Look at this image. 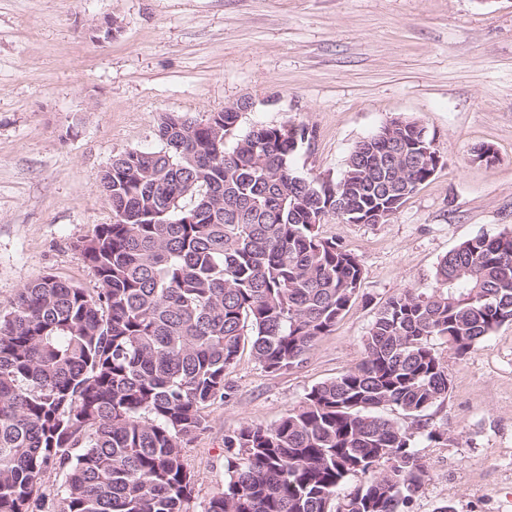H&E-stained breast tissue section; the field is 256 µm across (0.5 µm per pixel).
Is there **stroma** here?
<instances>
[{
  "label": "stroma",
  "instance_id": "35a3bbf8",
  "mask_svg": "<svg viewBox=\"0 0 512 512\" xmlns=\"http://www.w3.org/2000/svg\"><path fill=\"white\" fill-rule=\"evenodd\" d=\"M240 102L239 133L315 129L293 158L302 177L340 180L356 144L396 118L434 135L443 164L388 223L321 225L358 256L361 287L298 366L271 373L241 353L183 450L190 512L224 490L226 434L274 425L362 360L389 298L433 288L461 242L512 229V0H0V314L46 274L96 290L77 243L112 221L100 172L160 150L163 114ZM481 144L493 166L471 161ZM434 348L452 389L427 427L447 438L399 417L430 466L409 512H512V324L462 360Z\"/></svg>",
  "mask_w": 512,
  "mask_h": 512
}]
</instances>
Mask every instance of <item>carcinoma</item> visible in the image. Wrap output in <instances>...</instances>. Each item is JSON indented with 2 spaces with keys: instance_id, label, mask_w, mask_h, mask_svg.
Here are the masks:
<instances>
[{
  "instance_id": "obj_1",
  "label": "carcinoma",
  "mask_w": 512,
  "mask_h": 512,
  "mask_svg": "<svg viewBox=\"0 0 512 512\" xmlns=\"http://www.w3.org/2000/svg\"><path fill=\"white\" fill-rule=\"evenodd\" d=\"M238 120L163 115L160 150L99 175L112 223L78 244L98 291L43 276L0 315V512H43L48 470L62 474L58 512H189L183 447L241 349L291 368L360 288L359 259L319 225L389 221L436 166L432 137L406 121L360 142L331 189L292 169L314 129L240 135ZM435 282L386 301L361 362L276 425L224 436L228 479L202 512H333L358 475L341 512H404L429 470L384 410L426 427L452 385L431 340L461 360L512 323V231L463 241Z\"/></svg>"
}]
</instances>
